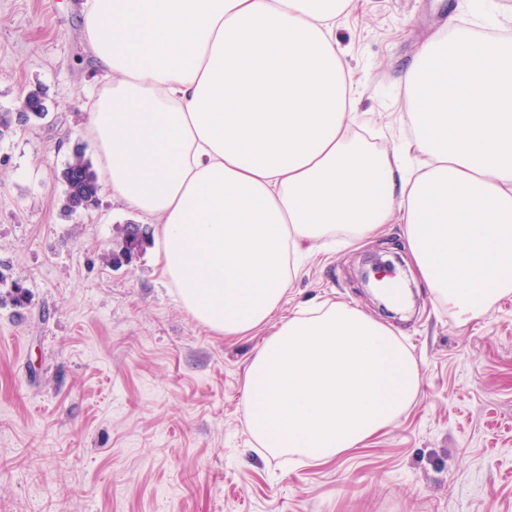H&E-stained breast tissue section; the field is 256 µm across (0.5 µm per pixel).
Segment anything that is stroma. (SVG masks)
Wrapping results in <instances>:
<instances>
[{"label":"stroma","instance_id":"stroma-1","mask_svg":"<svg viewBox=\"0 0 512 512\" xmlns=\"http://www.w3.org/2000/svg\"><path fill=\"white\" fill-rule=\"evenodd\" d=\"M80 3L0 0V113L35 89L49 108L0 134V512H512V296L462 324L414 277L411 312L383 308L363 274L406 268L399 224L310 257L287 307L344 301L390 325L418 360V400L329 463L257 446L243 388L259 337L191 319L151 247L106 263L141 221L110 192L61 211L74 149L98 160L84 108L101 74ZM447 25L484 30L473 0H360L337 22L373 119L353 134L366 150L408 133L403 77Z\"/></svg>","mask_w":512,"mask_h":512}]
</instances>
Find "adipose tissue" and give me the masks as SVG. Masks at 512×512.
<instances>
[{"label": "adipose tissue", "instance_id": "adipose-tissue-1", "mask_svg": "<svg viewBox=\"0 0 512 512\" xmlns=\"http://www.w3.org/2000/svg\"><path fill=\"white\" fill-rule=\"evenodd\" d=\"M353 0H83L107 83L87 126L104 187L155 226L161 278L194 321L260 330L302 258L401 224L434 299L463 321L512 295V38L436 32L404 77L413 135L371 153L333 37ZM419 365L346 302L295 311L259 346L246 427L267 451L329 460L395 422Z\"/></svg>", "mask_w": 512, "mask_h": 512}]
</instances>
